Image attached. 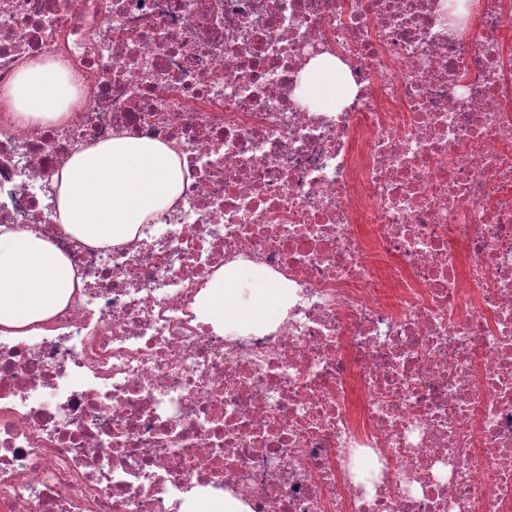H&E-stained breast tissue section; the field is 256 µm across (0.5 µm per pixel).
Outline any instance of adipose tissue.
Segmentation results:
<instances>
[{"instance_id":"adipose-tissue-1","label":"adipose tissue","mask_w":512,"mask_h":512,"mask_svg":"<svg viewBox=\"0 0 512 512\" xmlns=\"http://www.w3.org/2000/svg\"><path fill=\"white\" fill-rule=\"evenodd\" d=\"M345 70L336 60L312 59L299 92L319 110L334 111L346 93ZM21 123L60 118L70 102L69 79L54 63L22 68L4 92ZM188 178L173 149L132 137L92 144L76 152L56 176L57 219L83 243L109 247L131 240L177 199ZM82 279L51 240L35 229L0 224V335L34 336L69 302ZM286 289L250 281L229 268L207 286V321L232 331L279 316Z\"/></svg>"}]
</instances>
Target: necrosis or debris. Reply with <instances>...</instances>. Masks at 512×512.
I'll use <instances>...</instances> for the list:
<instances>
[{
  "mask_svg": "<svg viewBox=\"0 0 512 512\" xmlns=\"http://www.w3.org/2000/svg\"><path fill=\"white\" fill-rule=\"evenodd\" d=\"M321 55L333 112L296 92ZM38 60L77 95L25 125L0 96V224L83 286L0 336V512H512V0H0V92ZM120 133L189 181L95 249L55 177ZM233 263L284 318L205 322ZM246 506L233 499L229 495H224V501L219 499H198L192 507V512H244Z\"/></svg>",
  "mask_w": 512,
  "mask_h": 512,
  "instance_id": "1",
  "label": "necrosis or debris"
}]
</instances>
